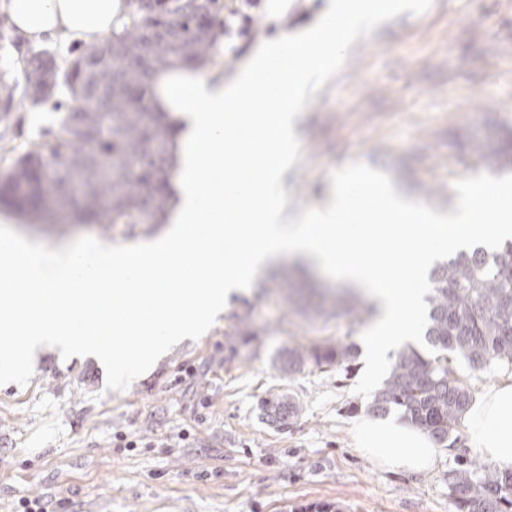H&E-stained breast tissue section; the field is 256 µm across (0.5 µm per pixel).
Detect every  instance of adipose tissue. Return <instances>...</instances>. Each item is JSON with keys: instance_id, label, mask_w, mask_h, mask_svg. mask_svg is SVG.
Instances as JSON below:
<instances>
[{"instance_id": "adipose-tissue-1", "label": "adipose tissue", "mask_w": 512, "mask_h": 512, "mask_svg": "<svg viewBox=\"0 0 512 512\" xmlns=\"http://www.w3.org/2000/svg\"><path fill=\"white\" fill-rule=\"evenodd\" d=\"M17 35L37 42L49 35L68 43L98 42L127 11L126 0H8ZM469 454L500 470H512V381L474 396L461 419ZM357 449L391 469H426L437 448L429 435L397 418L361 417Z\"/></svg>"}]
</instances>
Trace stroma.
<instances>
[{"mask_svg":"<svg viewBox=\"0 0 512 512\" xmlns=\"http://www.w3.org/2000/svg\"><path fill=\"white\" fill-rule=\"evenodd\" d=\"M326 0H236L227 16L221 73L232 80L268 38L316 24ZM62 111L22 108L0 121V147L26 150ZM512 131V0H433L358 39L342 69L303 114L301 157L286 176L290 208L322 203L336 169L358 161L387 173L408 195L445 209L456 179L483 173V153ZM83 224L23 229L50 246L91 235L122 244L161 235ZM249 309L256 340L229 357L230 316ZM364 329L346 314L309 320L288 295L259 283L233 299L203 336L171 351L127 389L105 388L91 358L39 354L29 383L0 385V512L45 498L53 512H452L448 477L455 448H438L425 471L387 470L361 455L354 423L369 399L349 376L306 365L287 376L279 359L329 343H358ZM286 392L294 422L270 426L261 400Z\"/></svg>","mask_w":512,"mask_h":512,"instance_id":"35a3bbf8","label":"stroma"}]
</instances>
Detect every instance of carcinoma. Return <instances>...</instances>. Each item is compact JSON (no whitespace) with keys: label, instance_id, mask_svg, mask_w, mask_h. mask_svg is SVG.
<instances>
[{"label":"carcinoma","instance_id":"obj_1","mask_svg":"<svg viewBox=\"0 0 512 512\" xmlns=\"http://www.w3.org/2000/svg\"><path fill=\"white\" fill-rule=\"evenodd\" d=\"M127 2L129 10L112 34L58 68L53 93L38 101L32 92L46 83L48 75L22 63L32 49L19 37L9 38L14 55L10 64L0 67V118L8 121L25 103L39 106L60 94L67 97V113H82L81 127L72 128L64 119L59 132L43 133L51 140L18 155L6 149L0 158V198H8L15 187L42 181L54 194L48 204L13 209L31 226L82 224L92 217L100 224H122L132 230L166 221L171 200L167 187L176 169L175 130L167 113L153 110V87L141 81L137 70L144 29L151 19L137 10L136 0ZM204 9L209 23L202 33L188 15L167 16L168 25L179 29L181 36L173 46L160 44L154 49L151 74L182 58L196 69L214 63L216 29L224 25L221 14L231 8L225 0H207ZM108 43L114 63L86 71L84 63L102 57ZM429 281L425 339L431 354L414 348L398 352L370 409L378 415L397 410L435 444L460 448L456 427L473 394L458 375L456 360L475 372L512 367V242L495 254L481 248L459 253L437 264ZM231 320L224 336L233 356L238 341L247 343L258 332L247 309ZM354 359V345L327 344L308 353L288 351L281 368L292 376L312 363L346 374ZM299 408L297 399L284 393L262 403L268 421L280 426L288 424ZM449 488L456 512H512V471L466 461L450 475Z\"/></svg>","mask_w":512,"mask_h":512}]
</instances>
